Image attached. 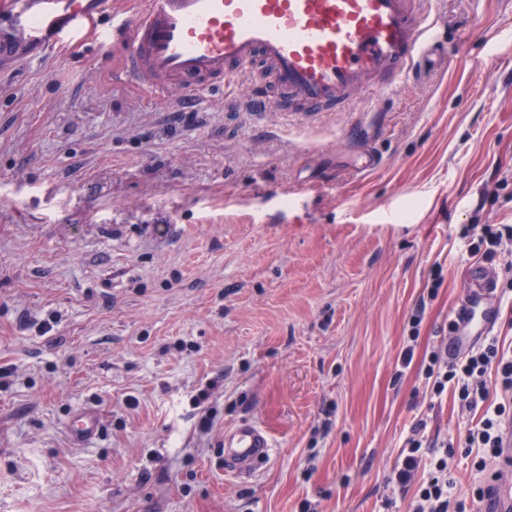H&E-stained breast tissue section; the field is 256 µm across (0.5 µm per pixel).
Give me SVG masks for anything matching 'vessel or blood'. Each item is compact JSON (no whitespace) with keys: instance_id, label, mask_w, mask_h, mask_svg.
Masks as SVG:
<instances>
[{"instance_id":"obj_1","label":"vessel or blood","mask_w":512,"mask_h":512,"mask_svg":"<svg viewBox=\"0 0 512 512\" xmlns=\"http://www.w3.org/2000/svg\"><path fill=\"white\" fill-rule=\"evenodd\" d=\"M429 0H141L120 14L112 0H11L0 24V56L25 47L63 45L82 37L103 16L121 49L120 74L148 92L178 90L183 102L241 76L252 79L255 112L352 111L359 94L384 95L436 42ZM486 267L470 272L458 311L464 325L484 334L494 308L476 310L475 298L494 293ZM100 428L95 409H78L67 430L78 443ZM272 448L268 434L248 421L224 432V467L252 475ZM483 512H512V478L486 487Z\"/></svg>"}]
</instances>
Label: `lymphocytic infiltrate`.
I'll return each instance as SVG.
<instances>
[{
	"mask_svg": "<svg viewBox=\"0 0 512 512\" xmlns=\"http://www.w3.org/2000/svg\"><path fill=\"white\" fill-rule=\"evenodd\" d=\"M461 239L470 255L491 260L512 249L511 224H471L462 229ZM432 378V394L442 397L452 392L463 408L482 409L483 417L476 428L467 430L456 442L457 447L481 451L476 464L484 470L489 462L499 459L505 439L504 428L512 424V406L498 401L497 391H512V345L499 337L484 336L455 359H447L442 351L432 352L426 370ZM409 448L397 472L402 486H416L408 512H466L464 500L453 492L444 458H424L423 442L409 438ZM426 470L425 479H418L419 470Z\"/></svg>",
	"mask_w": 512,
	"mask_h": 512,
	"instance_id": "1",
	"label": "lymphocytic infiltrate"
}]
</instances>
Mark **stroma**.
<instances>
[{"label": "stroma", "instance_id": "obj_1", "mask_svg": "<svg viewBox=\"0 0 512 512\" xmlns=\"http://www.w3.org/2000/svg\"><path fill=\"white\" fill-rule=\"evenodd\" d=\"M430 10L445 57L299 121L250 111L245 77L196 106L117 78L108 17L0 61V512H405L413 427L438 447L483 415L423 374L454 343L460 229L512 225V0ZM242 420L273 443L244 480ZM475 462L448 456L465 500ZM100 416L92 408L78 409L71 417L67 430L70 437L78 443L92 441L99 432ZM272 441L268 434L248 421L224 432V468L235 477H246L269 457Z\"/></svg>", "mask_w": 512, "mask_h": 512}]
</instances>
